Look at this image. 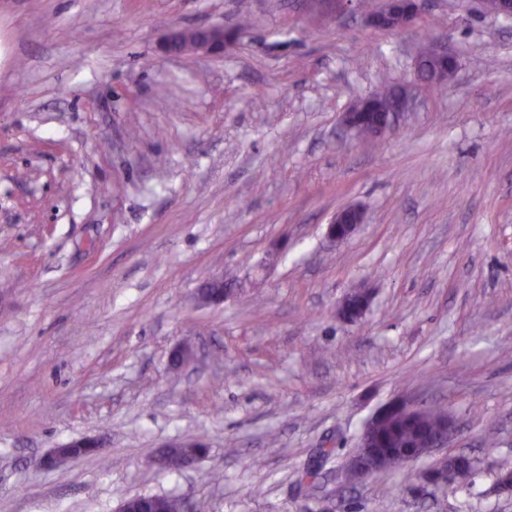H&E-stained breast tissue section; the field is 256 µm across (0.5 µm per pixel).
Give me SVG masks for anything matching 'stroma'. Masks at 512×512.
I'll return each instance as SVG.
<instances>
[{
	"instance_id": "obj_1",
	"label": "stroma",
	"mask_w": 512,
	"mask_h": 512,
	"mask_svg": "<svg viewBox=\"0 0 512 512\" xmlns=\"http://www.w3.org/2000/svg\"><path fill=\"white\" fill-rule=\"evenodd\" d=\"M0 0V512H512V19L419 0ZM234 32L165 54L175 28ZM457 59L390 131L341 122ZM363 222L333 242L341 209ZM223 278V304L199 302ZM372 302L355 323L338 307ZM402 399L447 446L345 485ZM81 437L101 453L44 469ZM206 458L159 469L164 445ZM465 453L470 485L419 473ZM383 2V7L370 15L371 23L383 29H393L408 24L418 8V0H385ZM429 59L422 57L423 53H420L417 58V71L418 76L422 82L427 85H441L447 82L446 76L451 75V72L455 70L456 61L451 53L448 52V48L438 44H433ZM431 61L439 63V67H433ZM448 66L451 68V72L448 71Z\"/></svg>"
}]
</instances>
